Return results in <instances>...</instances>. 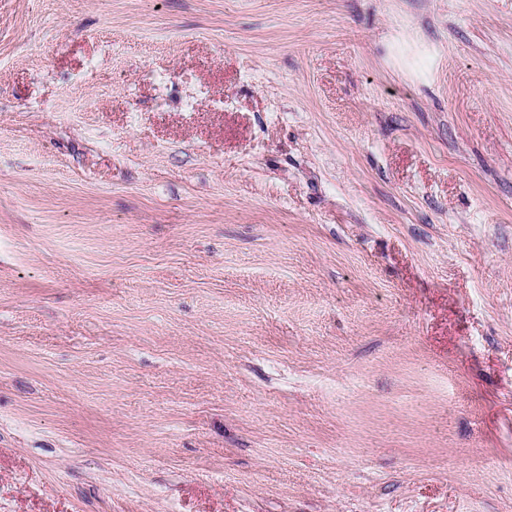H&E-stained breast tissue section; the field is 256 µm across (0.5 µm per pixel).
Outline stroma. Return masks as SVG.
<instances>
[{
    "label": "stroma",
    "instance_id": "35a3bbf8",
    "mask_svg": "<svg viewBox=\"0 0 512 512\" xmlns=\"http://www.w3.org/2000/svg\"><path fill=\"white\" fill-rule=\"evenodd\" d=\"M0 512H512V0H0Z\"/></svg>",
    "mask_w": 512,
    "mask_h": 512
}]
</instances>
